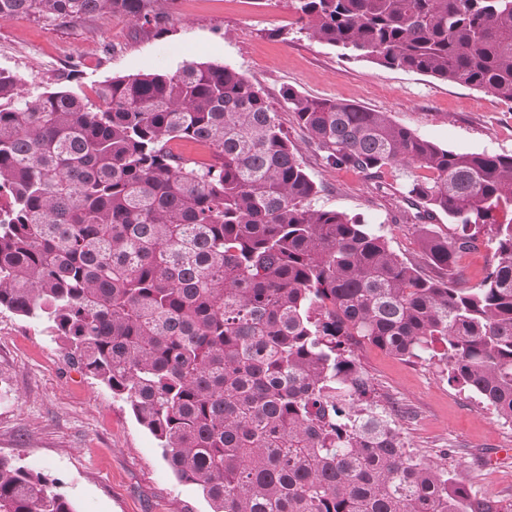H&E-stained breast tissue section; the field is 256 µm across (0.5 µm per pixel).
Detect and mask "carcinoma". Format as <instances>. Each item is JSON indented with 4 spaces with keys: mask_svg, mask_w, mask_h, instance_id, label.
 <instances>
[{
    "mask_svg": "<svg viewBox=\"0 0 512 512\" xmlns=\"http://www.w3.org/2000/svg\"><path fill=\"white\" fill-rule=\"evenodd\" d=\"M171 0H0L64 25ZM313 40L512 104V0H294ZM32 95L0 71V310L47 324L77 370L125 400L212 512H512L407 446L355 347L428 361L512 423V155L444 149L384 112L284 92L306 143L370 180L423 171L404 198L421 261L321 192L247 76L174 74ZM188 141L201 162L174 152ZM495 262L460 264L480 236ZM0 512H75L0 457Z\"/></svg>",
    "mask_w": 512,
    "mask_h": 512,
    "instance_id": "1",
    "label": "carcinoma"
}]
</instances>
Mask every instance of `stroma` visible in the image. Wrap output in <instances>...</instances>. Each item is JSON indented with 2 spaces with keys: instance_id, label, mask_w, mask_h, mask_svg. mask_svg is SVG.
Masks as SVG:
<instances>
[{
  "instance_id": "35a3bbf8",
  "label": "stroma",
  "mask_w": 512,
  "mask_h": 512,
  "mask_svg": "<svg viewBox=\"0 0 512 512\" xmlns=\"http://www.w3.org/2000/svg\"><path fill=\"white\" fill-rule=\"evenodd\" d=\"M207 61L246 75L300 147L322 187L316 207L336 210L380 230L392 250L416 261L415 211L396 166L382 188L362 174L325 165L283 98L306 95L353 102L438 146L460 153L512 154V106L482 90L341 55L308 38L292 0H173L155 26L140 28L120 13L57 25L36 17L0 20V71L40 93L67 77L93 95L103 81L147 72L175 73ZM356 353L385 405L413 414L406 441L444 459L473 496L512 505V424L498 419L439 369L364 345ZM0 456L21 457L43 473L76 512H211L196 487L178 481L156 439L111 391L70 367L44 324L0 311Z\"/></svg>"
}]
</instances>
